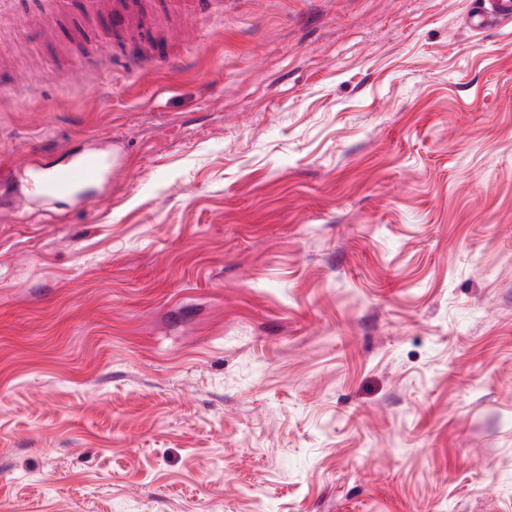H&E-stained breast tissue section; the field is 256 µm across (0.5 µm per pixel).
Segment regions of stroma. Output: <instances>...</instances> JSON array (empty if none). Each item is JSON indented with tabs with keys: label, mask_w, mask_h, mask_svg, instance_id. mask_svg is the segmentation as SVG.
<instances>
[{
	"label": "stroma",
	"mask_w": 512,
	"mask_h": 512,
	"mask_svg": "<svg viewBox=\"0 0 512 512\" xmlns=\"http://www.w3.org/2000/svg\"><path fill=\"white\" fill-rule=\"evenodd\" d=\"M12 2L0 512H512V24L224 0L88 74ZM101 167L100 158L91 153L64 171L50 173L48 178L35 179L33 189L40 194L64 196L80 185L98 180Z\"/></svg>",
	"instance_id": "1"
}]
</instances>
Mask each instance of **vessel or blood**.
Masks as SVG:
<instances>
[{
	"mask_svg": "<svg viewBox=\"0 0 512 512\" xmlns=\"http://www.w3.org/2000/svg\"><path fill=\"white\" fill-rule=\"evenodd\" d=\"M76 2L87 15L101 21L97 48L85 59L92 72L100 68L106 48L115 43L121 46L120 59L127 71L157 64L178 65L179 56L164 52L154 42L156 27L170 21L224 16V0H163L159 5L153 0H50L49 12L66 14ZM101 167L100 158L91 153L64 171L35 179L33 188L40 194L64 196L78 186L98 180Z\"/></svg>",
	"mask_w": 512,
	"mask_h": 512,
	"instance_id": "1",
	"label": "vessel or blood"
}]
</instances>
